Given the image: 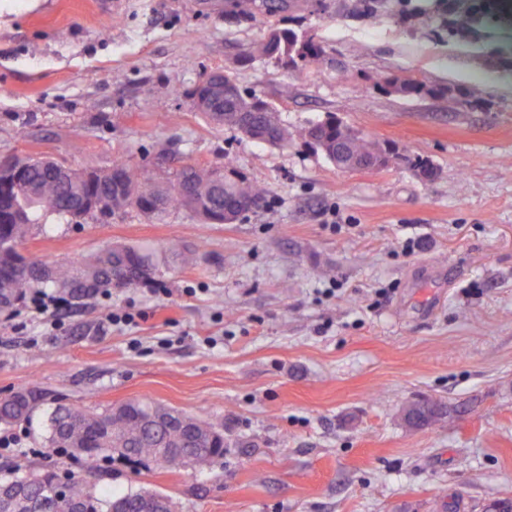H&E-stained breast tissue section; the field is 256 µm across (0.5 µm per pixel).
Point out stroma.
Returning a JSON list of instances; mask_svg holds the SVG:
<instances>
[{
    "label": "stroma",
    "mask_w": 512,
    "mask_h": 512,
    "mask_svg": "<svg viewBox=\"0 0 512 512\" xmlns=\"http://www.w3.org/2000/svg\"><path fill=\"white\" fill-rule=\"evenodd\" d=\"M297 0L243 15L229 0H0V155L106 169L129 152L152 165L232 160L267 197L234 224L186 211L153 222L48 218L24 255L46 263L116 244L197 251L133 287L53 315L0 316V397L43 393L5 427L0 471L82 462L48 450L56 405L129 399L223 428L204 470L121 458L106 485L171 496L177 512H487L512 501V25L452 38L455 0ZM277 25L321 41L322 59L244 62ZM365 52H358V45ZM231 70L287 126L274 148L220 128L191 92ZM411 77L441 95L387 93ZM483 85L481 100L460 94ZM336 117L400 152L378 170L341 171L304 144ZM433 164L421 178L409 158ZM334 287L333 295L323 290ZM121 309L132 325L107 316ZM420 396L453 411L409 429ZM468 467L457 464L460 453Z\"/></svg>",
    "instance_id": "obj_1"
}]
</instances>
